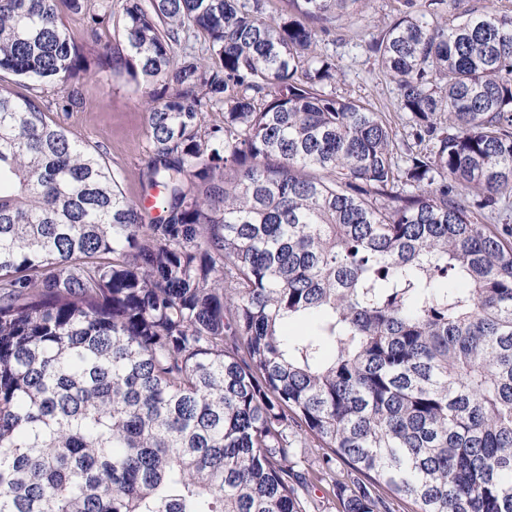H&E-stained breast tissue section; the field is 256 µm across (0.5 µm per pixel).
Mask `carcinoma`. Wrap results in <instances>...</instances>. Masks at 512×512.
<instances>
[{"label": "carcinoma", "mask_w": 512, "mask_h": 512, "mask_svg": "<svg viewBox=\"0 0 512 512\" xmlns=\"http://www.w3.org/2000/svg\"><path fill=\"white\" fill-rule=\"evenodd\" d=\"M60 4L127 45L155 216L45 112L89 73ZM289 5L0 0V512H512V14L368 44L414 151L325 91L366 0Z\"/></svg>", "instance_id": "obj_1"}]
</instances>
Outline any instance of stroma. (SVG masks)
I'll return each instance as SVG.
<instances>
[{"label": "stroma", "instance_id": "obj_1", "mask_svg": "<svg viewBox=\"0 0 512 512\" xmlns=\"http://www.w3.org/2000/svg\"><path fill=\"white\" fill-rule=\"evenodd\" d=\"M397 0H370L362 18H341L329 35L323 36L319 49L334 56L339 76L331 90L337 96L363 100L375 111L384 113L398 142L413 144L412 129L404 113L395 104L394 83L379 71L368 43L382 33L385 22L397 14ZM63 23L78 46L89 57L103 48L125 55L126 45L110 25L89 33L83 16L64 14ZM79 104L55 117L69 137L79 140L114 172L121 190L130 199H145L141 181L148 160L145 128L146 101L126 72L100 73L77 82Z\"/></svg>", "mask_w": 512, "mask_h": 512}]
</instances>
